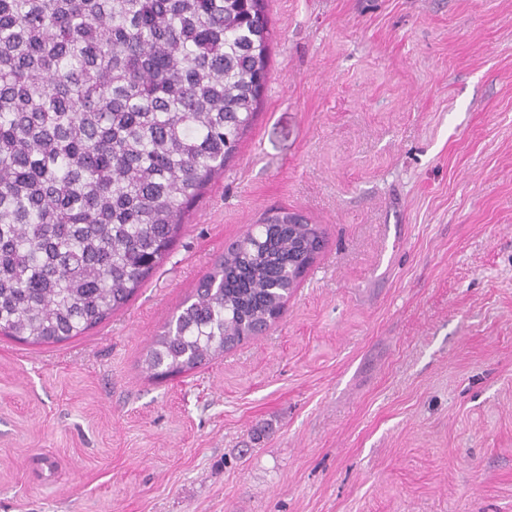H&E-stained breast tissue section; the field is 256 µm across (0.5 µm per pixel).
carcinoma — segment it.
<instances>
[{
  "instance_id": "1",
  "label": "carcinoma",
  "mask_w": 512,
  "mask_h": 512,
  "mask_svg": "<svg viewBox=\"0 0 512 512\" xmlns=\"http://www.w3.org/2000/svg\"><path fill=\"white\" fill-rule=\"evenodd\" d=\"M268 0H0V335L60 343L123 308L224 175L268 75ZM317 240L267 212L146 354L192 371L282 316Z\"/></svg>"
}]
</instances>
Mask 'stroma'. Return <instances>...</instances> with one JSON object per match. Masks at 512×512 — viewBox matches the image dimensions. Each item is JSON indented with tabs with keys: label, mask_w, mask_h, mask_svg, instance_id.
I'll return each mask as SVG.
<instances>
[{
	"label": "stroma",
	"mask_w": 512,
	"mask_h": 512,
	"mask_svg": "<svg viewBox=\"0 0 512 512\" xmlns=\"http://www.w3.org/2000/svg\"><path fill=\"white\" fill-rule=\"evenodd\" d=\"M269 80L171 254L0 336V512H512V0H270ZM272 208L326 244L197 369L145 355Z\"/></svg>",
	"instance_id": "stroma-1"
}]
</instances>
